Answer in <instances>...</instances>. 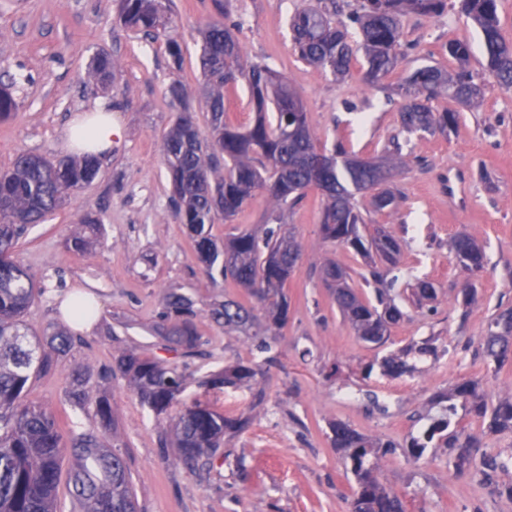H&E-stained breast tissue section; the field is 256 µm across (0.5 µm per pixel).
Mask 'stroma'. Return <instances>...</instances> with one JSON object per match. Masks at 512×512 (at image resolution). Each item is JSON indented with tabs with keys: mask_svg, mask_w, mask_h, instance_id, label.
<instances>
[{
	"mask_svg": "<svg viewBox=\"0 0 512 512\" xmlns=\"http://www.w3.org/2000/svg\"><path fill=\"white\" fill-rule=\"evenodd\" d=\"M174 3L184 57L177 76L189 87L204 134L200 29L215 13L214 0ZM316 3L228 0L229 21L248 59L282 72L298 92L319 142L328 147L343 142L362 157L380 153L399 130L397 83L422 64L453 69L454 61L443 51L448 40L471 46V69L483 87L479 105L434 100L438 110L458 113L457 126L445 137L412 135L409 164L392 183L395 210L365 213V234L383 225L400 240L392 270L397 288L424 277L437 289L435 301L408 306V317L393 328L386 351L410 349L432 336L438 352L411 353L412 372L396 379L375 367L377 351L356 338L319 277L326 261H338L371 300L374 286L363 281L369 269L360 256L322 242L319 209L307 199L286 216L304 253L287 286L288 324L272 343L276 365L266 366L259 386L207 391L197 384L200 376L235 362L263 364L264 356L251 337L225 333L212 320L218 303L243 294L231 283L207 277L169 211L162 141L175 110L164 90L176 75L163 42L120 25L117 0H0V82L11 84L18 102L14 117L0 121V168L10 167L22 152L64 156L63 128L103 96L125 129L122 146L101 160L97 179L30 229L20 244V259L46 290L26 313L30 327L61 326L56 288L61 278L69 291L92 294L99 305L82 344L32 385L29 400L66 416L74 430L96 427L93 407L71 406L65 396L70 371L100 372L127 347L165 357L154 327L165 295L178 289L194 301L202 349L186 361L180 404L200 400L227 416L252 415L250 427L225 443L223 463L192 473L173 454L163 453L159 422L127 382L114 377L109 394L118 444L142 512H348L354 479L330 445V421L403 445L435 414L433 397L458 381H473L492 398L512 394V366L494 370L476 352L490 315L498 306H512V88L487 71L480 34L454 9L405 18L406 54L380 85L364 81L359 58L344 80H334L299 60L290 41L291 16ZM99 52L110 55L119 69L107 89L89 73ZM267 208V199L256 196L232 222L212 225L214 240L223 242L237 230L263 233ZM89 212L100 217L103 235L91 251L73 253L66 240ZM459 233L483 245L482 272L470 273L449 252V239ZM469 283L478 290V303L467 311L457 296ZM335 365L340 372L334 376ZM379 478L405 499L409 512H512L511 499L490 495L476 474H456L439 449H428L417 462L401 454L384 458Z\"/></svg>",
	"mask_w": 512,
	"mask_h": 512,
	"instance_id": "obj_1",
	"label": "stroma"
}]
</instances>
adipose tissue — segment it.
<instances>
[{"label":"adipose tissue","mask_w":512,"mask_h":512,"mask_svg":"<svg viewBox=\"0 0 512 512\" xmlns=\"http://www.w3.org/2000/svg\"><path fill=\"white\" fill-rule=\"evenodd\" d=\"M123 139L124 130L112 116V102L105 98L98 99L92 111L77 114L63 134L68 151L79 156H110Z\"/></svg>","instance_id":"1"}]
</instances>
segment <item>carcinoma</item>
I'll list each match as a JSON object with an SVG mask.
<instances>
[{"label":"carcinoma","mask_w":512,"mask_h":512,"mask_svg":"<svg viewBox=\"0 0 512 512\" xmlns=\"http://www.w3.org/2000/svg\"><path fill=\"white\" fill-rule=\"evenodd\" d=\"M217 16L201 31L200 65L204 76L203 103L209 116V135L201 137L190 108V94L175 76L166 94L176 116L163 138L164 162L171 179L169 205L175 221L185 226L206 275L213 281L230 279L244 289L248 301L227 299L212 311L226 331H250L257 348L268 354L267 337L288 324L290 301L284 291L300 265L303 247L291 231L283 229L282 213L314 193L320 208V234L324 241L344 246L370 261L394 266L400 252L398 238L384 228L366 236L365 217L356 194H371L375 212L392 211L396 197L383 185L393 172L407 165L400 135L418 132L448 136L459 114L438 111L430 102L441 96L475 106L482 88L469 69L468 42L451 39L445 51L456 63L448 71L423 65L396 87L402 100L400 130L390 139L387 154L374 158L376 166H359L341 143L328 151L317 144L307 112L288 80L263 62L243 56L234 26L224 23L223 0L214 2ZM448 0H356L346 10L337 0H321L303 7L290 20L292 42L299 58L337 80L350 70L354 54L362 52L365 81L377 83L391 74L405 55L403 21L410 14L440 15ZM460 12L479 30L486 68L505 87H512V42L499 30L498 0H459ZM119 22L154 41L164 39L171 68L179 72L183 47L176 33L171 0H119ZM96 83L109 87L116 79L114 60L96 55L90 65ZM240 80L247 83L253 123H232L224 110V88ZM18 103L11 86L0 87V120L9 119ZM99 162L91 155L52 160L24 153L13 166L0 171V512H58L57 488L65 454L76 460L70 474V494L78 512H141L126 458L106 442L116 431L112 401L92 382L91 371H72L66 396L75 406L94 405L97 427L65 432L55 415L27 401L36 377L57 367L79 336L66 327L40 335L24 320L28 308L40 298V286L18 260L19 241L34 224L41 223L75 191L93 183ZM271 204L268 223L277 225L260 237L240 231L220 248L210 226L232 220L255 194ZM99 217L88 213L66 241L74 253L88 250L98 236ZM448 249L471 272L484 270L483 246L468 234L448 241ZM336 304L357 337L375 348L384 346L391 330L406 313L395 304L383 274L371 272L383 287L375 289L376 302L361 296L347 282L346 268L334 261L320 268ZM433 283L419 280L405 300L414 305L435 299ZM78 320L94 317L96 303L89 294L71 299ZM193 301L177 289L165 299L160 318L166 345L175 356L189 357L201 345L194 323ZM478 354L501 369L512 362V308H498L491 316ZM115 367L131 390L155 416L166 422L161 445L171 448L185 469L196 471L213 465L224 439L248 428V416H226L195 401L175 409L184 391L185 375L175 362L136 349L121 351ZM384 374L400 378L408 373L405 351L384 358ZM262 376L261 366L236 363L208 374L201 385L209 389L253 386ZM436 414L400 450L361 434L343 421L330 423V442L355 478L349 512H407L404 500L379 479V461L397 451L418 461L429 448H440L448 465L462 475L475 468L488 491L512 499V484L496 480L512 462L500 452L480 448L458 428V409L482 420L492 432L512 431V395L490 399L477 384L463 380L433 398Z\"/></svg>","instance_id":"obj_1"}]
</instances>
